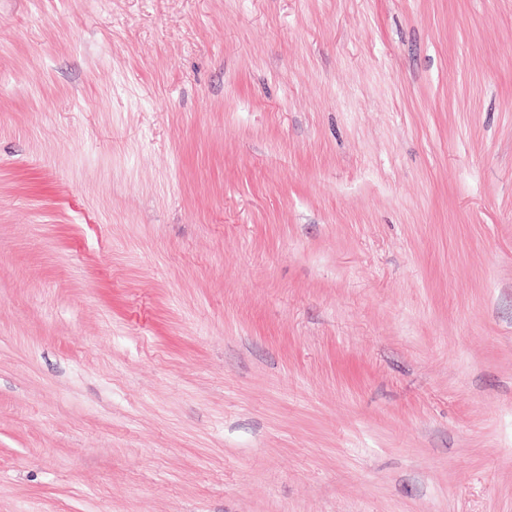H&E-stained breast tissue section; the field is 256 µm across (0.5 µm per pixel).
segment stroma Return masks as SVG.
<instances>
[{"label":"stroma","instance_id":"stroma-1","mask_svg":"<svg viewBox=\"0 0 512 512\" xmlns=\"http://www.w3.org/2000/svg\"><path fill=\"white\" fill-rule=\"evenodd\" d=\"M0 512H512V0H0Z\"/></svg>","mask_w":512,"mask_h":512}]
</instances>
